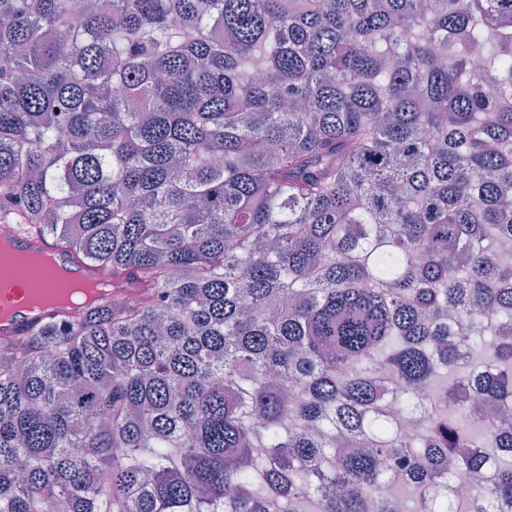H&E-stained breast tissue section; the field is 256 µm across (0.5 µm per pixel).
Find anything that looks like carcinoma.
Wrapping results in <instances>:
<instances>
[{
  "label": "carcinoma",
  "mask_w": 512,
  "mask_h": 512,
  "mask_svg": "<svg viewBox=\"0 0 512 512\" xmlns=\"http://www.w3.org/2000/svg\"><path fill=\"white\" fill-rule=\"evenodd\" d=\"M72 13L0 0V229L112 302L0 341V512H512V0Z\"/></svg>",
  "instance_id": "carcinoma-1"
}]
</instances>
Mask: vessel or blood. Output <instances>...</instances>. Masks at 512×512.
<instances>
[{
    "instance_id": "vessel-or-blood-1",
    "label": "vessel or blood",
    "mask_w": 512,
    "mask_h": 512,
    "mask_svg": "<svg viewBox=\"0 0 512 512\" xmlns=\"http://www.w3.org/2000/svg\"><path fill=\"white\" fill-rule=\"evenodd\" d=\"M19 245L36 246L54 254L59 260H67L73 269L80 271L86 277L104 276V269L88 262L69 258L67 253L54 241L33 235L19 238ZM57 287L51 271L25 267L11 268L9 274L0 277V340L12 341L25 336L31 325L60 322L65 317L63 309L57 304L46 303L30 314H23L30 298L36 294L53 292Z\"/></svg>"
}]
</instances>
